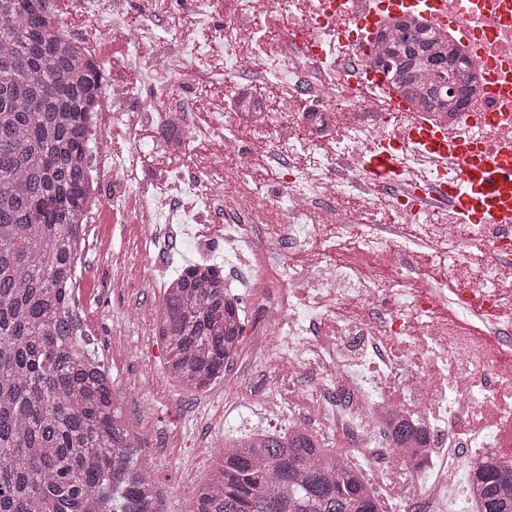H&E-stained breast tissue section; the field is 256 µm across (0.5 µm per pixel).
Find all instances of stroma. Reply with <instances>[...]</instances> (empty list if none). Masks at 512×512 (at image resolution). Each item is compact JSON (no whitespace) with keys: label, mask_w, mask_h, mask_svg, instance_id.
I'll return each instance as SVG.
<instances>
[{"label":"stroma","mask_w":512,"mask_h":512,"mask_svg":"<svg viewBox=\"0 0 512 512\" xmlns=\"http://www.w3.org/2000/svg\"><path fill=\"white\" fill-rule=\"evenodd\" d=\"M129 231L111 211L103 212L96 226L100 246L90 251L78 271V285L86 297L85 315L96 347L138 437L139 463L153 474L164 512H188L195 492L211 476L225 439L258 424L287 430L290 418L313 412L315 402L286 376H272L266 363L250 360L244 348L223 379L208 389L193 392L172 381L166 372L165 343L157 335H141L136 316L162 307L163 298L153 286L160 256L180 267L194 260L195 251L190 242L179 241L161 255L132 254L116 282L111 255L127 248ZM265 399L279 401L283 414L261 415L258 408Z\"/></svg>","instance_id":"35a3bbf8"}]
</instances>
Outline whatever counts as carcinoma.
Masks as SVG:
<instances>
[{"mask_svg": "<svg viewBox=\"0 0 512 512\" xmlns=\"http://www.w3.org/2000/svg\"><path fill=\"white\" fill-rule=\"evenodd\" d=\"M21 2L0 0V512H154L142 448L69 297L89 149L83 103L103 85L44 23L45 0ZM383 65L427 112L468 101L461 65L426 27L400 23ZM159 317L171 377L189 389L224 377L243 326L220 284L183 268ZM388 427L394 447L418 442L409 424ZM470 490L478 512H512V461H476ZM191 512L383 510L361 468L291 428L224 441Z\"/></svg>", "mask_w": 512, "mask_h": 512, "instance_id": "obj_1", "label": "carcinoma"}]
</instances>
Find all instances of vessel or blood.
<instances>
[{"label":"vessel or blood","instance_id":"1","mask_svg":"<svg viewBox=\"0 0 512 512\" xmlns=\"http://www.w3.org/2000/svg\"><path fill=\"white\" fill-rule=\"evenodd\" d=\"M410 146L422 147L435 161L422 180L430 197L446 198L471 225L512 222V152L494 154L479 145L458 144L446 132L424 126L379 144L362 165L379 185H398L400 155Z\"/></svg>","mask_w":512,"mask_h":512}]
</instances>
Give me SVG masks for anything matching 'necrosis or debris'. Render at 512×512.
Masks as SVG:
<instances>
[{
    "label": "necrosis or debris",
    "mask_w": 512,
    "mask_h": 512,
    "mask_svg": "<svg viewBox=\"0 0 512 512\" xmlns=\"http://www.w3.org/2000/svg\"><path fill=\"white\" fill-rule=\"evenodd\" d=\"M447 0L445 35L465 57V74L476 89L464 111L418 112L388 82L366 81L377 72L383 46L374 33L354 38L331 17L337 0H233L212 37L224 47L216 64L208 51L164 36L187 20L170 0H141L148 23L126 29L128 66L138 49L153 41L147 85L125 86L101 95L89 114L87 138L94 145L86 188V221L102 205L104 176L112 178V208L147 225L137 253L168 237L178 218L193 244L198 270L223 254L232 281L252 289L262 323L249 344L253 360L279 352L289 378L301 381L320 403L316 417L295 416L293 426L347 435L362 458L388 485L405 494L447 488L436 473L441 455L455 442L460 425L491 411L512 423V290L501 275L512 265L484 253L481 270L467 277L457 257L471 239L462 220L439 203L418 209L374 186L360 160L375 145L397 139L415 126L447 130L457 143L512 146V0ZM265 24L279 32L275 45L247 46L249 30ZM263 56L259 78L287 81L305 96L307 109L274 105L225 84L227 105L209 125L195 121L193 92L172 93L186 58L199 82L217 69L232 71L250 56ZM160 131L164 148H185L192 139L221 138L224 164L194 156L162 170L143 191L138 156L120 148L113 133L124 129L128 144L139 142L142 125ZM255 135L245 139L242 128ZM274 163L277 186L261 192L249 172L256 161ZM223 167V179L213 172ZM348 248L339 260L331 248ZM432 250L456 277L423 283L417 251ZM412 425L421 457L394 449L387 424Z\"/></svg>",
    "instance_id": "4bbe7bcc"
}]
</instances>
